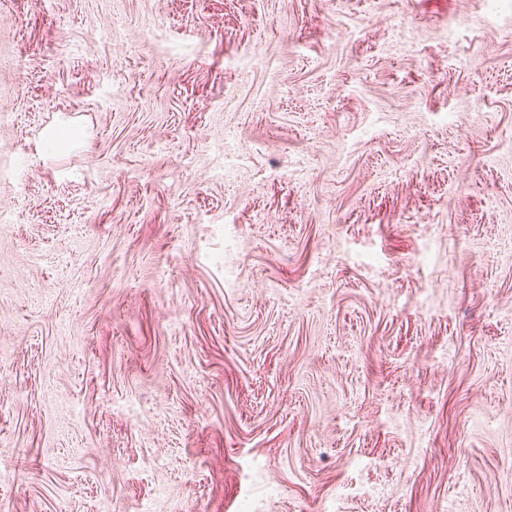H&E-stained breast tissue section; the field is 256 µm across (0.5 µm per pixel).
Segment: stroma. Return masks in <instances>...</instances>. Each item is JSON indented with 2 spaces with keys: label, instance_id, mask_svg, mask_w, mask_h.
<instances>
[{
  "label": "stroma",
  "instance_id": "35a3bbf8",
  "mask_svg": "<svg viewBox=\"0 0 512 512\" xmlns=\"http://www.w3.org/2000/svg\"><path fill=\"white\" fill-rule=\"evenodd\" d=\"M0 512H512V0H0Z\"/></svg>",
  "mask_w": 512,
  "mask_h": 512
}]
</instances>
